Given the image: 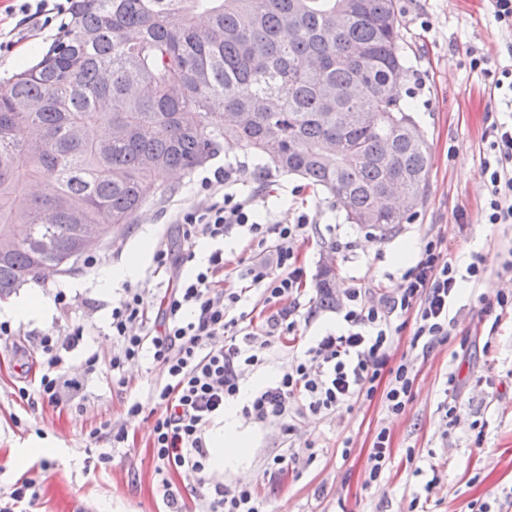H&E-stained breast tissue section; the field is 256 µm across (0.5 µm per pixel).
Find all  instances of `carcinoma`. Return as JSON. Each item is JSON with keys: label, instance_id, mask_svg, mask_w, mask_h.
Here are the masks:
<instances>
[{"label": "carcinoma", "instance_id": "carcinoma-1", "mask_svg": "<svg viewBox=\"0 0 512 512\" xmlns=\"http://www.w3.org/2000/svg\"><path fill=\"white\" fill-rule=\"evenodd\" d=\"M401 41L396 0H77L57 42L0 85V298L67 258L75 225L131 223L158 172L190 173L226 141L387 236L406 217L380 194L422 199L428 174L426 137L392 85ZM216 111L230 114L221 127ZM45 180L54 195L32 193ZM332 272L318 275L323 307Z\"/></svg>", "mask_w": 512, "mask_h": 512}]
</instances>
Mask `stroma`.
Wrapping results in <instances>:
<instances>
[{
  "instance_id": "obj_1",
  "label": "stroma",
  "mask_w": 512,
  "mask_h": 512,
  "mask_svg": "<svg viewBox=\"0 0 512 512\" xmlns=\"http://www.w3.org/2000/svg\"><path fill=\"white\" fill-rule=\"evenodd\" d=\"M398 4L407 66L401 86L413 91L409 103L430 151L422 203L391 235L380 238L348 223L325 192L314 191L298 176L258 168L238 146L222 149L216 159L177 180L161 177L155 199L132 223L113 229L96 251L95 267L81 260L72 270L43 276L37 285L47 299L46 314L11 319L14 336L0 338V497L28 477L41 485L32 512H162L151 448L161 410L151 390L165 374L143 359L126 365L125 381L117 383L108 364L118 349L110 323L127 289L140 290L150 307L158 308L171 275L191 276L195 265L189 261L172 271L150 257L137 279L109 291L99 287L98 278L126 260L143 235L179 249L177 214L208 204L202 178L230 166L241 189L255 197L257 222L292 224L303 212L314 219L298 249L305 277L296 300V328L273 338L263 363L245 372L242 386L260 375L275 379L303 347L345 328L340 306L318 303L316 278L323 260L335 264L338 289L363 288L376 297L398 293L406 268L397 263L396 253L406 241L418 250L428 240L440 241L462 267L480 255L483 274L466 282L451 303L455 325L447 343L424 354L411 343L412 329L397 337L391 361L408 359L415 377L404 412H388L378 393L349 408L296 417L289 434L277 424L242 419L253 447L240 462L213 474V481L251 485L268 512H471L475 503L488 504L492 512H512V327L491 332L492 319L482 312L497 289L512 287V275L503 270L512 256V224L486 223L487 189L479 177L491 125L501 110L494 80L512 66V56L486 0ZM0 29L13 31L16 40L13 52L0 56V83L39 61L55 40L54 29L32 30L13 17L0 18ZM474 51L486 58L485 69H470ZM260 256L247 230L233 231L224 242V271L214 282L215 288L241 291L232 314L244 316L256 329L268 311L261 288L248 287L240 273ZM60 292L66 295L62 304L55 299ZM78 324L83 338L68 343L69 326ZM45 333L66 344L67 373L82 384L75 397L57 406L36 396L27 402L18 394L34 375L19 373L17 350L25 348L30 360H39ZM91 351L101 360L93 372L84 365ZM449 395L459 407V419L450 426L443 407ZM135 401L141 410L132 418L128 407ZM108 424L125 427L123 447L93 439V432L102 433ZM383 428L390 435L391 455L381 477L370 483L367 458ZM37 442L49 445V453H33ZM102 453L108 462H99ZM278 454L289 455L288 469L271 480L264 468ZM434 476L438 484L424 491Z\"/></svg>"
}]
</instances>
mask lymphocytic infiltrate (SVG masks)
<instances>
[{
	"label": "lymphocytic infiltrate",
	"instance_id": "1",
	"mask_svg": "<svg viewBox=\"0 0 512 512\" xmlns=\"http://www.w3.org/2000/svg\"><path fill=\"white\" fill-rule=\"evenodd\" d=\"M491 135L479 170L488 191L486 220L512 224V123L493 124ZM235 184L229 176L203 180L202 189L215 195V202L184 211L178 223L189 260L194 257L189 247L196 238L220 241L237 227L248 228L259 245H271L269 259L252 262L246 270L252 285L262 287L265 305L273 309L261 332L239 326L237 318L230 316L238 294L226 295L212 286L214 276L224 268L220 249L195 277L173 279L158 307L153 332L131 331L147 318L140 292L129 291L112 311L110 327L119 343L109 361L112 370L122 371L126 362L147 352L165 372L164 382L152 389L151 396L162 409L152 448L167 512H183L184 507L180 488L169 479L173 472L195 477L199 512H266L265 501L250 486L210 482L205 433L212 419L238 394L245 368L260 363L270 337L296 326L295 309L287 301L303 284L297 252L311 219L302 214L293 224L254 222L253 198L235 191ZM439 248L438 241L425 243L418 263L405 272L400 292L388 300L370 302L361 289H346L347 331L321 337L274 385L255 394L243 406V415L261 424L277 423L289 433L293 418L372 398L381 385L386 388L388 411L403 412L411 400V373L406 364H389L394 338L403 330L399 318L414 313L412 343L429 352L451 334L454 321L448 310L460 274L474 279L482 275L475 262L458 270L452 260L441 258ZM55 344L53 336H42L39 394L56 405L64 390H78L79 384L67 378L65 360Z\"/></svg>",
	"mask_w": 512,
	"mask_h": 512
}]
</instances>
